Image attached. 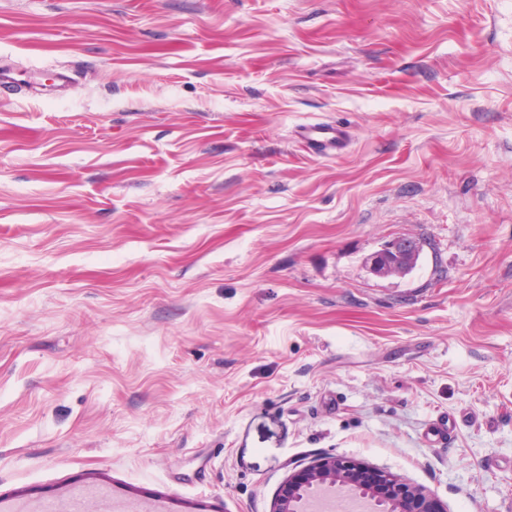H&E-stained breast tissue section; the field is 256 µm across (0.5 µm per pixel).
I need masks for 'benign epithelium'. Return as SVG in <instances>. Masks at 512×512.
Returning <instances> with one entry per match:
<instances>
[{
	"mask_svg": "<svg viewBox=\"0 0 512 512\" xmlns=\"http://www.w3.org/2000/svg\"><path fill=\"white\" fill-rule=\"evenodd\" d=\"M422 248V243L413 238L392 241L369 258V269L381 277L404 274ZM317 488L357 494L368 499L376 512H447L425 490L387 472L335 456H322L294 471L279 488L272 512H301L304 495Z\"/></svg>",
	"mask_w": 512,
	"mask_h": 512,
	"instance_id": "7a95c632",
	"label": "benign epithelium"
}]
</instances>
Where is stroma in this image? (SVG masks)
<instances>
[{
  "label": "stroma",
  "instance_id": "stroma-1",
  "mask_svg": "<svg viewBox=\"0 0 512 512\" xmlns=\"http://www.w3.org/2000/svg\"><path fill=\"white\" fill-rule=\"evenodd\" d=\"M0 58V507L512 512V0H0ZM29 83L30 81L26 73L12 67L1 66L0 93H13ZM304 141L320 154L331 155L343 151L348 145L347 133L342 126L333 123H315L301 130ZM422 248V243L413 238L392 241L369 258V269L381 277L405 274L417 254H421ZM396 258L399 260L396 261ZM367 476H370L368 478ZM346 490L368 499L373 511L447 512L444 505L425 490L401 482L393 475L336 456H322L294 471L281 485L272 512H300L309 489Z\"/></svg>",
  "mask_w": 512,
  "mask_h": 512
}]
</instances>
